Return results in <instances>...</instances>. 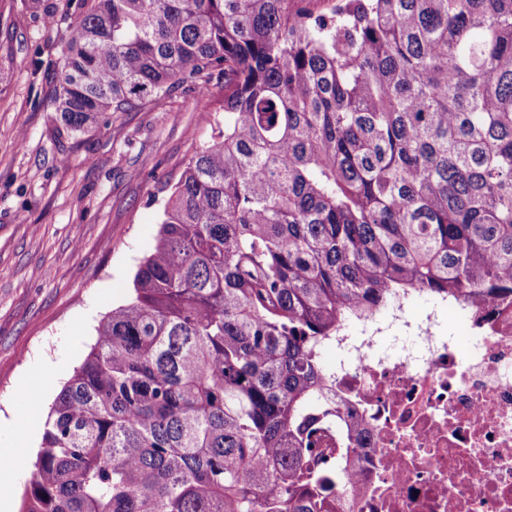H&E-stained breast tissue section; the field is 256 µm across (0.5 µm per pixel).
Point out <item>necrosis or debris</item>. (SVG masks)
<instances>
[{
	"instance_id": "necrosis-or-debris-1",
	"label": "necrosis or debris",
	"mask_w": 512,
	"mask_h": 512,
	"mask_svg": "<svg viewBox=\"0 0 512 512\" xmlns=\"http://www.w3.org/2000/svg\"><path fill=\"white\" fill-rule=\"evenodd\" d=\"M412 306L395 296L336 337L326 395L355 428L336 512H512V293Z\"/></svg>"
}]
</instances>
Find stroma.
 Segmentation results:
<instances>
[{"label":"stroma","instance_id":"1","mask_svg":"<svg viewBox=\"0 0 512 512\" xmlns=\"http://www.w3.org/2000/svg\"><path fill=\"white\" fill-rule=\"evenodd\" d=\"M67 0H0V512H20L43 418L124 304L165 200L224 114L178 92L81 134L57 110Z\"/></svg>","mask_w":512,"mask_h":512}]
</instances>
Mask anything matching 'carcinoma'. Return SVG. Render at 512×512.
Returning a JSON list of instances; mask_svg holds the SVG:
<instances>
[{
	"label": "carcinoma",
	"mask_w": 512,
	"mask_h": 512,
	"mask_svg": "<svg viewBox=\"0 0 512 512\" xmlns=\"http://www.w3.org/2000/svg\"><path fill=\"white\" fill-rule=\"evenodd\" d=\"M58 111L221 96L22 512H336L323 351L400 292L512 293V0H77Z\"/></svg>",
	"instance_id": "obj_1"
}]
</instances>
